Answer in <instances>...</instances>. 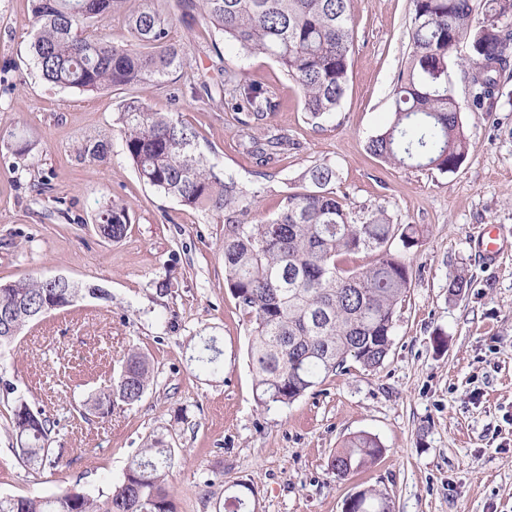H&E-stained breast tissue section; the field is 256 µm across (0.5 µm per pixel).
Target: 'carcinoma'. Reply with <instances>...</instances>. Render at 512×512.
<instances>
[{
    "label": "carcinoma",
    "instance_id": "carcinoma-1",
    "mask_svg": "<svg viewBox=\"0 0 512 512\" xmlns=\"http://www.w3.org/2000/svg\"><path fill=\"white\" fill-rule=\"evenodd\" d=\"M411 0L412 52L399 72L386 126L369 141L372 154L403 167L453 172L464 161L470 139L461 119L449 68L462 41L471 55L460 63L471 84L468 109L493 111L504 96L502 70L494 64L512 56V0ZM180 20L199 19L244 54L274 58L298 86L313 119L332 117L344 96L354 20L348 0H178ZM127 12L130 39L112 42L89 35L94 24L119 10ZM32 59L40 77L62 88L132 91L145 81L163 83L188 64V54L170 42L172 15L153 0H33ZM219 80L202 83L213 95L240 103L248 153L269 164L288 151V134L250 133L275 105L243 73L224 68L214 48ZM123 142L139 178L190 207L229 217L244 215L257 195L234 176H219L199 151L195 133L168 113L152 112L131 95L121 110ZM338 174L329 164L301 176L302 190L289 191L272 218L238 225L224 238L226 281L251 326L250 358L257 401L288 405L342 373L350 360L366 370L379 368L392 346L396 310L411 284L407 264L393 254L394 240L409 249L418 243L413 225L393 223L382 210L353 211L336 196ZM129 222L125 206L112 203L98 214L99 234L120 241ZM378 253L363 271L339 267L345 256ZM82 289L49 287L46 279H21L0 288V349L24 327L71 305ZM220 351L204 342L197 362L215 370ZM148 360L130 354L112 387L96 401L105 416L117 403L133 405L150 381ZM14 453L33 464L55 466L50 448L54 422L24 401L12 410ZM382 448L369 434L354 436L333 455L329 468L342 479L373 463ZM173 455L161 438L140 450L123 480L107 494L64 493L55 497H0V512H175L165 477ZM348 512H392L390 496L367 488Z\"/></svg>",
    "mask_w": 512,
    "mask_h": 512
}]
</instances>
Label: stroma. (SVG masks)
<instances>
[{
	"mask_svg": "<svg viewBox=\"0 0 512 512\" xmlns=\"http://www.w3.org/2000/svg\"><path fill=\"white\" fill-rule=\"evenodd\" d=\"M349 9V80L327 120H311L272 58L223 52L226 68L275 103L267 127L295 144L273 167L244 152L237 114L223 101L170 97L192 77H213L221 40L213 29L174 23L169 39L186 48L189 67L134 89L144 106L192 127L217 171L258 191L248 223L277 213L286 186L327 162L350 207L383 209L423 230L416 246L392 247L411 286L383 365L350 363L293 403L267 406L254 391L248 318L225 279L223 215L144 183L124 150L122 94L42 80L30 55L31 0H0V284L63 276L107 293L30 323L0 350L1 497L109 491L160 436L175 453L166 484L176 512H217L244 485L253 512H345L368 486L388 493L394 512H512V106L468 110L469 80L452 67L471 141L460 167L443 173L374 157L368 143L388 119L411 52L412 4L350 0ZM21 141L30 146L22 157L14 153ZM95 141L108 145L99 160L84 152ZM113 201L130 217L118 242L95 224ZM488 227L499 248L490 265L477 252ZM459 273L470 286L453 296L448 282ZM209 338L222 352L215 372L195 360ZM134 350L152 372L142 399L95 414L91 395L111 386ZM19 399L54 420L57 467L14 456ZM360 433L378 439L382 456L336 479L331 456Z\"/></svg>",
	"mask_w": 512,
	"mask_h": 512,
	"instance_id": "stroma-1",
	"label": "stroma"
}]
</instances>
